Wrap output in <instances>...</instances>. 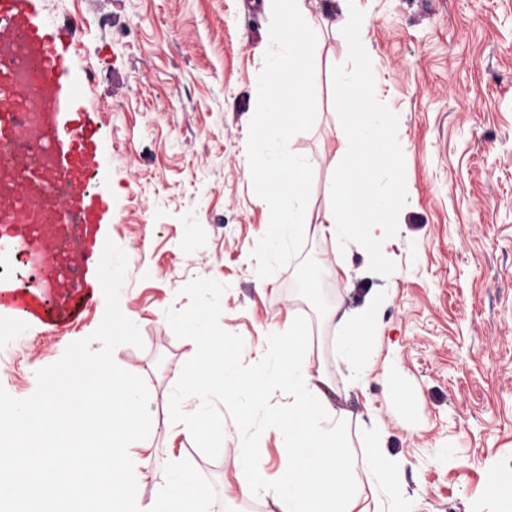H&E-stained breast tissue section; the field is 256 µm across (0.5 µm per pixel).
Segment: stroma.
I'll list each match as a JSON object with an SVG mask.
<instances>
[{
    "mask_svg": "<svg viewBox=\"0 0 512 512\" xmlns=\"http://www.w3.org/2000/svg\"><path fill=\"white\" fill-rule=\"evenodd\" d=\"M356 11L376 97L399 119L407 203L383 244L395 270L370 271L358 244L309 237L261 287L251 253L270 216L252 185L247 137L270 47L263 0L39 4L47 25L83 24L70 70L98 124L91 184L109 212L75 237V287L48 300L0 277V387L29 397L36 371L100 325L97 268L113 240L128 257L120 307L144 342L113 357L150 394L152 434L128 450L151 470L138 484L141 504L177 458L213 482L211 512H278L270 496L241 491L232 418L214 459L170 419L175 378L195 350L166 311L186 308L182 288L206 277L228 286L219 323L242 337L244 364L262 359L272 327L307 319L312 382L345 416L355 462L379 429L401 463L395 495L363 487L379 512H512V0H356ZM347 57L340 32H327L314 59L315 122L289 142L312 167L316 214L338 148L332 70ZM333 258L344 271L318 284L314 304L299 274ZM373 301L378 335L361 369L338 349L336 315Z\"/></svg>",
    "mask_w": 512,
    "mask_h": 512,
    "instance_id": "stroma-1",
    "label": "stroma"
}]
</instances>
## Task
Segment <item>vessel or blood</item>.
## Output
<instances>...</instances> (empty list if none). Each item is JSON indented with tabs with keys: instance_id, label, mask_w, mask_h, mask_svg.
Instances as JSON below:
<instances>
[{
	"instance_id": "vessel-or-blood-1",
	"label": "vessel or blood",
	"mask_w": 512,
	"mask_h": 512,
	"mask_svg": "<svg viewBox=\"0 0 512 512\" xmlns=\"http://www.w3.org/2000/svg\"><path fill=\"white\" fill-rule=\"evenodd\" d=\"M38 2L0 0V142L40 147L34 156L0 163V239L44 242L46 280L67 288L66 252L50 227L102 223L107 206L89 188L97 147L68 67L74 31L43 24Z\"/></svg>"
}]
</instances>
